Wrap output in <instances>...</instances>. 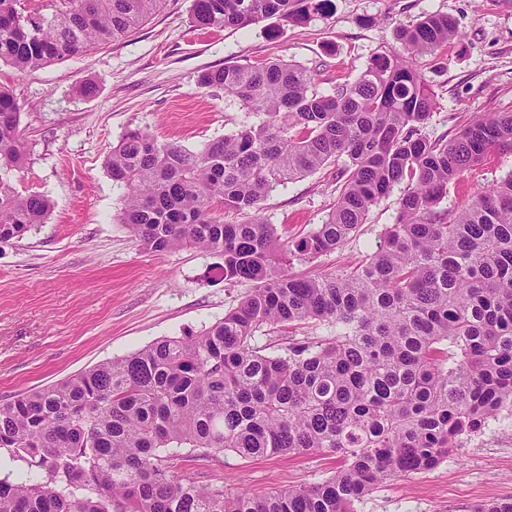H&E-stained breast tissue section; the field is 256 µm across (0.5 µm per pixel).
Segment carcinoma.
<instances>
[{
    "instance_id": "cac0c4a2",
    "label": "carcinoma",
    "mask_w": 512,
    "mask_h": 512,
    "mask_svg": "<svg viewBox=\"0 0 512 512\" xmlns=\"http://www.w3.org/2000/svg\"><path fill=\"white\" fill-rule=\"evenodd\" d=\"M163 0H0V62L25 71L124 38ZM332 0H194L193 26L303 23ZM401 49L352 81L319 89L318 71L273 59L206 70L245 112L191 150L127 130L106 159L124 188L117 222L148 252L220 258L226 281L251 284L195 336L126 356L0 401V512H354L377 486L429 471L501 412H512V171L461 209L450 188L490 151L512 152V113L473 118L450 139L426 132L437 99L417 59L462 38L430 13L397 29ZM20 105L0 85V243L45 223L51 203L14 186L28 159ZM335 208L286 239L261 214L271 192L339 159ZM405 184L395 221L363 263L290 272L342 248ZM239 220L226 223L224 213ZM316 323L331 336L282 352L256 344L275 325ZM244 459L336 455L313 486L229 495L175 474L183 449Z\"/></svg>"
}]
</instances>
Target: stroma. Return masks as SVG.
Wrapping results in <instances>:
<instances>
[{"instance_id":"1","label":"stroma","mask_w":512,"mask_h":512,"mask_svg":"<svg viewBox=\"0 0 512 512\" xmlns=\"http://www.w3.org/2000/svg\"><path fill=\"white\" fill-rule=\"evenodd\" d=\"M432 12L464 31L418 65L438 101L431 137L454 134L488 112H512V0H333L322 18L270 19L244 29L199 30L192 0L162 8L126 38L20 72L0 62V84L21 106L29 145L20 192L52 202L25 239L0 244V400L63 380L163 337L200 332L250 289L222 280L216 256L194 249L149 253L115 217L123 205L105 159L127 129L192 150L232 129L243 112L222 91L201 88L202 71L273 59L319 69L320 88L353 80L375 54L397 49L396 29ZM95 92L87 96L84 84ZM512 170V152H490L450 191L467 204ZM336 166L274 191L262 214L298 238L336 204ZM398 193L373 207L360 234L295 274L317 277L365 261L397 214ZM341 465L321 453L244 459L232 452H184L178 474L225 493L265 494L324 480ZM512 498V415H500L436 468L378 486L356 512H472Z\"/></svg>"}]
</instances>
